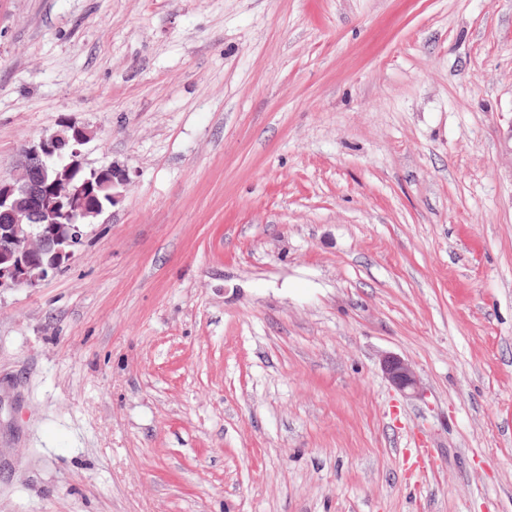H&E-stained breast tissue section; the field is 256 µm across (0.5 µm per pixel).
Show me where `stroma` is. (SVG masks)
Returning a JSON list of instances; mask_svg holds the SVG:
<instances>
[{
	"label": "stroma",
	"instance_id": "obj_1",
	"mask_svg": "<svg viewBox=\"0 0 512 512\" xmlns=\"http://www.w3.org/2000/svg\"><path fill=\"white\" fill-rule=\"evenodd\" d=\"M64 119L0 512H512V0H0V178ZM381 370L385 378L401 393L417 396L420 393V378L407 360L393 353L381 359Z\"/></svg>",
	"mask_w": 512,
	"mask_h": 512
}]
</instances>
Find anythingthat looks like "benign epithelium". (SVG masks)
I'll use <instances>...</instances> for the list:
<instances>
[{
  "mask_svg": "<svg viewBox=\"0 0 512 512\" xmlns=\"http://www.w3.org/2000/svg\"><path fill=\"white\" fill-rule=\"evenodd\" d=\"M87 131L70 123L29 143L20 173L0 179V291L36 286L72 259L84 238L86 203L94 191L117 201L114 189L128 174L113 165L85 175L78 157ZM385 378L401 393L417 396L420 378L407 360L393 353L381 359Z\"/></svg>",
  "mask_w": 512,
  "mask_h": 512,
  "instance_id": "benign-epithelium-1",
  "label": "benign epithelium"
}]
</instances>
